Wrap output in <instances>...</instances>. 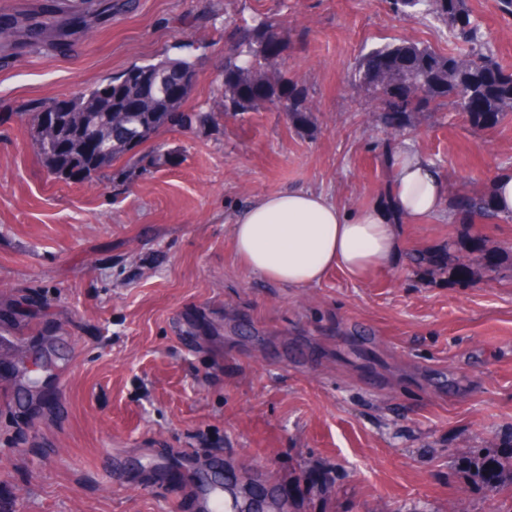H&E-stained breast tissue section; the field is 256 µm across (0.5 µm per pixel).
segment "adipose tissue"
Instances as JSON below:
<instances>
[{"label": "adipose tissue", "instance_id": "obj_1", "mask_svg": "<svg viewBox=\"0 0 512 512\" xmlns=\"http://www.w3.org/2000/svg\"><path fill=\"white\" fill-rule=\"evenodd\" d=\"M447 194L434 165L404 145L396 153L388 202L351 211L312 190L267 194L235 217L234 250L253 273L292 288L317 285L335 269L361 279L394 264L402 224L437 215Z\"/></svg>", "mask_w": 512, "mask_h": 512}]
</instances>
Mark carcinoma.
Listing matches in <instances>:
<instances>
[{
  "mask_svg": "<svg viewBox=\"0 0 512 512\" xmlns=\"http://www.w3.org/2000/svg\"><path fill=\"white\" fill-rule=\"evenodd\" d=\"M393 11L404 18L431 17L441 22L448 33L463 40L467 49L457 55H443L429 46L411 40L373 48L360 56L354 86L370 91L384 112L391 135L401 137L411 129V117L427 112L431 105L448 101L467 114L477 127L493 126L512 114V74L503 71L486 48L480 26L472 19L467 0H390ZM55 14L50 7L39 16L14 20L0 27V42L11 44L23 38L38 43L53 36ZM279 30L271 18L243 19L235 24L228 40L236 44L237 54L227 60L226 67L234 75L224 79L219 90L222 112L237 116L261 110L285 112L296 123L305 125L311 108L306 98L295 92L282 72V65L263 55V33ZM192 64L187 58H165L148 63L151 84H137L138 77L125 70L112 76V94L101 86L88 88L68 97L73 111L52 112L44 107L31 113L37 151L45 166L54 174L73 177V170L93 174L126 160L115 176H125L136 166L137 149L152 142L159 133L176 124L201 125L217 120L213 111L189 115L180 111L186 97L172 100L162 91L168 79L177 75V67ZM53 124L70 136L71 149L60 155L45 142V125ZM96 140L97 154L87 155L86 141ZM467 206L459 207L453 197L452 207L464 224L475 220L499 218L494 201L487 192L466 195ZM466 246L481 254L484 260L496 263L499 254L485 243L469 238ZM416 265L428 264L458 282L475 274L468 265L450 266L439 254L416 251L410 254Z\"/></svg>",
  "mask_w": 512,
  "mask_h": 512,
  "instance_id": "cac0c4a2",
  "label": "carcinoma"
}]
</instances>
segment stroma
<instances>
[{
  "label": "stroma",
  "instance_id": "1",
  "mask_svg": "<svg viewBox=\"0 0 512 512\" xmlns=\"http://www.w3.org/2000/svg\"><path fill=\"white\" fill-rule=\"evenodd\" d=\"M55 44L0 48V512H190L184 480L221 462L256 503L290 487L288 512H502L463 463L512 453V220L447 216L402 227L395 265L331 271L301 290L238 259L235 216L288 188L357 210L389 186V134L357 57L408 38L459 49L388 0H54ZM512 74V15L468 0ZM276 18L284 72L313 106L171 126L131 177L64 179L44 165L29 113L134 64L200 58L183 112L218 110L225 26ZM409 141L450 194L512 171V115L472 127L452 105L415 115ZM503 258L479 266L462 240ZM475 265L459 283L412 251ZM175 476L149 489L148 472Z\"/></svg>",
  "mask_w": 512,
  "mask_h": 512
}]
</instances>
